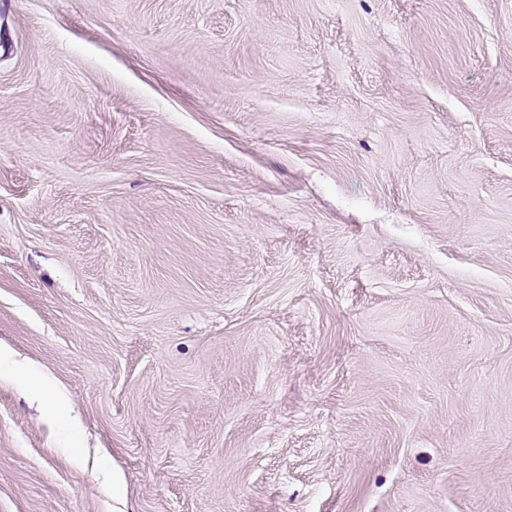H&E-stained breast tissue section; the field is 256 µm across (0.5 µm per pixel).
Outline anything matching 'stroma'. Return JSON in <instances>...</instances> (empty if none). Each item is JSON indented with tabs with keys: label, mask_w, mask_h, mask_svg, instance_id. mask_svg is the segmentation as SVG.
Segmentation results:
<instances>
[{
	"label": "stroma",
	"mask_w": 512,
	"mask_h": 512,
	"mask_svg": "<svg viewBox=\"0 0 512 512\" xmlns=\"http://www.w3.org/2000/svg\"><path fill=\"white\" fill-rule=\"evenodd\" d=\"M0 345V512H512V0H0Z\"/></svg>",
	"instance_id": "1"
}]
</instances>
